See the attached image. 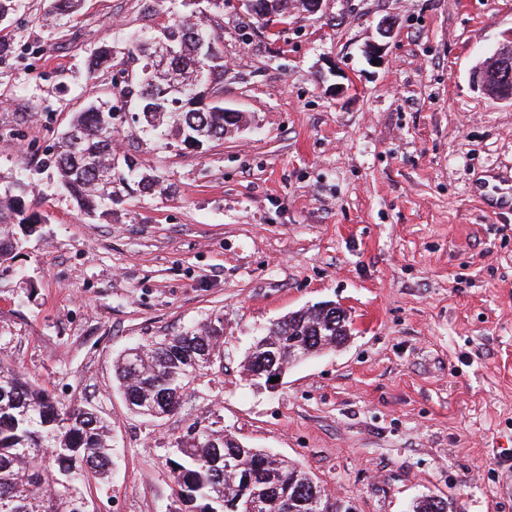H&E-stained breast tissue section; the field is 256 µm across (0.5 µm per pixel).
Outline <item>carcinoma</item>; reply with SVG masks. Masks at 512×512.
<instances>
[{"instance_id": "1", "label": "carcinoma", "mask_w": 512, "mask_h": 512, "mask_svg": "<svg viewBox=\"0 0 512 512\" xmlns=\"http://www.w3.org/2000/svg\"><path fill=\"white\" fill-rule=\"evenodd\" d=\"M81 0H52L51 15L73 16ZM224 0H144L142 17L147 31L133 35L125 50L140 63L122 88L135 100L143 124L170 129L185 146L222 140L239 126L242 116L228 115L221 99L224 83L222 26L214 15ZM288 0H256L252 15L266 26L283 21ZM174 43L176 55L154 59L155 38ZM112 68V50L102 43L88 57V72L96 76ZM112 88L104 98L73 113L58 138L56 153L37 160L55 171L61 185L89 217L112 213L123 193L149 194L158 180L140 171L133 158H117L113 146ZM0 198V226L16 224L28 230L41 222L25 206L27 184ZM20 240L0 232V266L11 263ZM222 320L199 330L159 336L129 347L115 365L116 379L135 412L176 413L183 398L220 357ZM349 336L346 317L338 319L315 307L301 309L274 323L251 347L248 370L262 378L272 360L283 363L291 349L316 354L344 343ZM202 439L187 432L174 438L167 460L181 512H246V504L266 502L260 512H308L314 497L325 496L312 476L286 460L247 446L232 433L200 427ZM110 424L95 410L67 406L46 387L0 366V512H77L91 476L112 469ZM242 458L249 480L224 477V456ZM412 512H453L452 502L428 495Z\"/></svg>"}]
</instances>
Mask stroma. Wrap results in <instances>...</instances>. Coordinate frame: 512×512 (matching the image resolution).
Wrapping results in <instances>:
<instances>
[{
	"label": "stroma",
	"instance_id": "obj_1",
	"mask_svg": "<svg viewBox=\"0 0 512 512\" xmlns=\"http://www.w3.org/2000/svg\"><path fill=\"white\" fill-rule=\"evenodd\" d=\"M19 0L0 27V191L52 154L72 112L128 67L140 0H84L67 23ZM390 16L382 65L366 46ZM223 140L185 147L113 93L115 147L168 189L81 215L52 170L25 199L42 222L0 277V363L112 424V471L91 512H178L166 464L193 424L233 432L309 472L357 512H512V212L484 182L512 178V105L471 81L512 34V0H324L271 35L224 0ZM110 73L89 77L100 41ZM353 91L334 97L336 83ZM336 304L352 335L249 377L256 337ZM223 350L181 409L132 413L114 383L127 347L213 320Z\"/></svg>",
	"mask_w": 512,
	"mask_h": 512
}]
</instances>
